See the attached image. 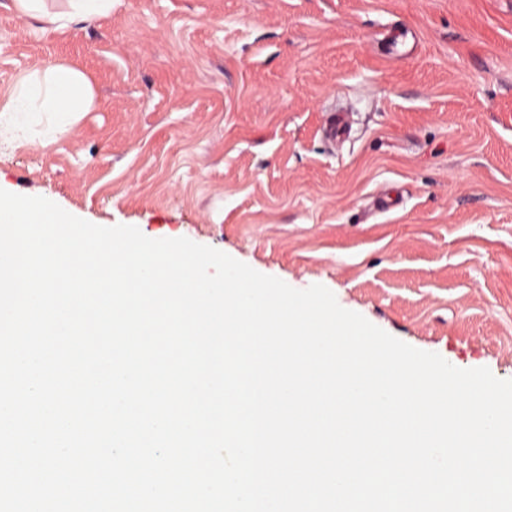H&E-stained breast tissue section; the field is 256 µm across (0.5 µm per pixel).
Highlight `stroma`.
<instances>
[{"label": "stroma", "instance_id": "obj_1", "mask_svg": "<svg viewBox=\"0 0 512 512\" xmlns=\"http://www.w3.org/2000/svg\"><path fill=\"white\" fill-rule=\"evenodd\" d=\"M47 63L94 104L0 143L1 189L324 285L512 379V0H112L63 32L0 0V99Z\"/></svg>", "mask_w": 512, "mask_h": 512}]
</instances>
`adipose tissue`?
Returning <instances> with one entry per match:
<instances>
[{
  "instance_id": "adipose-tissue-1",
  "label": "adipose tissue",
  "mask_w": 512,
  "mask_h": 512,
  "mask_svg": "<svg viewBox=\"0 0 512 512\" xmlns=\"http://www.w3.org/2000/svg\"><path fill=\"white\" fill-rule=\"evenodd\" d=\"M19 18L39 20L45 28L63 31L75 23H94L112 9V0H68L64 11H52L45 0H12ZM93 105L86 76L63 64H49L22 78L6 105L0 107V136L23 143H47L72 127Z\"/></svg>"
}]
</instances>
